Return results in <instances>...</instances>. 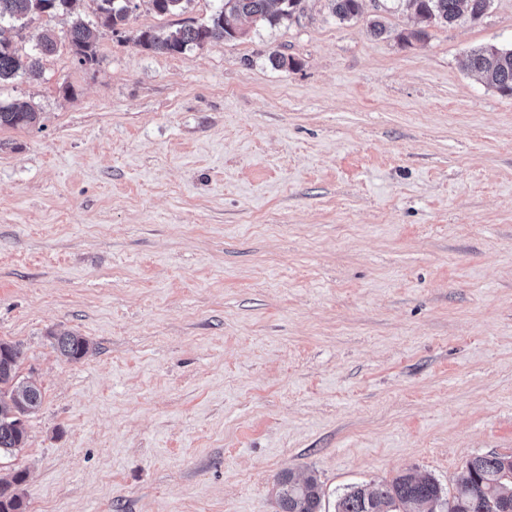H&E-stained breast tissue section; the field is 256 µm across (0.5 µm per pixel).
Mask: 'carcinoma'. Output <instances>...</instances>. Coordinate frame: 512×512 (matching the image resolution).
<instances>
[{
    "mask_svg": "<svg viewBox=\"0 0 512 512\" xmlns=\"http://www.w3.org/2000/svg\"><path fill=\"white\" fill-rule=\"evenodd\" d=\"M74 0H0V83L26 76L41 77L43 60L57 51V42L46 32L36 52H18L12 32L33 15L69 13ZM100 23L114 28L123 24L133 10L135 0H94ZM159 15H171L184 9L185 0H148ZM304 0H222V6L201 24H185L175 29L146 28L138 31L137 43L146 50L177 55L208 43L239 37L244 21L263 22L271 27L303 11ZM332 12L341 21L362 14V0H331ZM421 21L451 25L467 12L473 21L481 20L492 0H409ZM97 27L77 18L69 30L70 52L79 64L97 62ZM468 67L490 87L512 93V47L494 45L478 48L468 57ZM33 106L20 99L0 103V127H28L38 123ZM60 356L77 361L88 353V342L74 333L51 336ZM22 350L20 345L0 342V453L23 447L27 422L42 404L40 386L18 379ZM26 474L16 473L0 487V512H20L23 501L19 487ZM322 488L310 475L298 480L290 472L277 479L278 512H321ZM335 512H512V466L507 467L496 453L477 455L467 461L464 476L450 493L432 476L405 472L390 483L357 485L341 494Z\"/></svg>",
    "mask_w": 512,
    "mask_h": 512,
    "instance_id": "carcinoma-1",
    "label": "carcinoma"
}]
</instances>
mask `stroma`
Segmentation results:
<instances>
[{"label": "stroma", "instance_id": "35a3bbf8", "mask_svg": "<svg viewBox=\"0 0 512 512\" xmlns=\"http://www.w3.org/2000/svg\"><path fill=\"white\" fill-rule=\"evenodd\" d=\"M216 5L141 0L91 67L70 17L16 39L63 43L0 84L40 115L0 128V341L43 392L0 456L23 512H276L288 471L334 512L351 485L451 488L512 456V95L467 67L512 46V0L408 43L405 0L348 22L305 0L184 55L135 40ZM52 344L60 356L67 360H80L88 353V342L74 333L52 335Z\"/></svg>", "mask_w": 512, "mask_h": 512}]
</instances>
